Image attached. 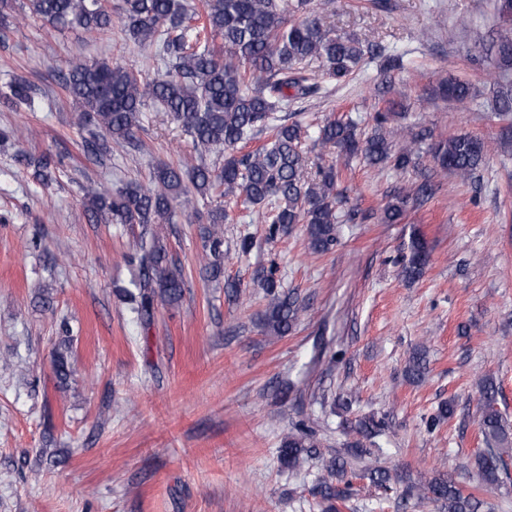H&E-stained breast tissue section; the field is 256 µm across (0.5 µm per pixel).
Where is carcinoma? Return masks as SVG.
I'll return each mask as SVG.
<instances>
[{
    "label": "carcinoma",
    "mask_w": 512,
    "mask_h": 512,
    "mask_svg": "<svg viewBox=\"0 0 512 512\" xmlns=\"http://www.w3.org/2000/svg\"><path fill=\"white\" fill-rule=\"evenodd\" d=\"M30 13L48 25L64 29L112 31L113 17L123 24L128 41L140 48L154 47L166 73L142 78L133 68L118 63L77 57L63 75L64 88L81 107L80 119L86 131L83 147L87 154L103 157L112 152V143L140 146L135 130L142 112L152 105L181 126L202 155L224 153L220 167L205 162L195 167L184 182L178 167L164 166L154 172L152 186L127 184L112 189L91 188L84 196L88 219L107 224H172L180 209H194L197 223L204 225L205 248L215 258L224 254L222 224L228 215L221 207L204 211L195 208L197 198L223 189L226 197L242 198L247 206L271 205V233L294 224L306 226L312 252L325 254L337 241L339 172L333 165L318 166L314 177H305L308 166L302 141L308 130L297 123H279L275 113L288 102L314 96L320 83L310 70L320 67L331 81L344 82L359 69L370 47L351 35L327 29L313 14L309 0H201V7L183 0H118L115 10L105 0H28ZM501 25L491 40L477 32L475 45L490 66L512 68V0H497ZM436 97L463 102L471 96V86L450 78L439 83ZM35 89L21 76H15L0 93L9 107L32 109ZM501 116L512 114V88L500 86L497 94ZM395 112L388 109L374 117L368 135L357 132L351 121L328 119L318 127V143L338 148L346 158L359 157L369 165L386 163L396 170L414 164L415 146L424 140L406 128L392 127ZM267 131L270 142L248 152L242 144L254 134ZM430 151L439 169L462 180L474 177L486 160L489 145L464 134L431 144ZM19 160L34 177L49 179L52 159L18 151ZM406 198L394 196L383 210V221L399 224L404 218ZM137 258L143 268L137 313L150 316L156 295L168 303L181 300L184 281L170 267L159 233L144 232L137 245ZM429 263L424 237L412 236L410 254L401 262V275L420 278ZM269 297L265 329L277 336L287 335L300 321L304 306L297 293L280 292L273 276L264 279ZM427 371L425 352H413L407 374L413 380ZM496 384L490 378L482 385L483 407L479 427L489 448L475 458L478 481L496 484L507 473L504 456L512 454V434L494 408ZM454 407L440 403L426 420L428 430L450 422ZM384 422L375 416L358 420L356 431L367 439L378 436ZM320 441L314 431L297 426L285 437L281 461L288 469L320 456ZM327 477L319 486L326 501L344 502L350 497L347 460L338 454L324 461ZM361 477L388 487L390 470L368 467ZM416 495L438 503L446 512H478L482 502L466 494L448 474H438L419 484H410L401 498Z\"/></svg>",
    "instance_id": "obj_1"
}]
</instances>
